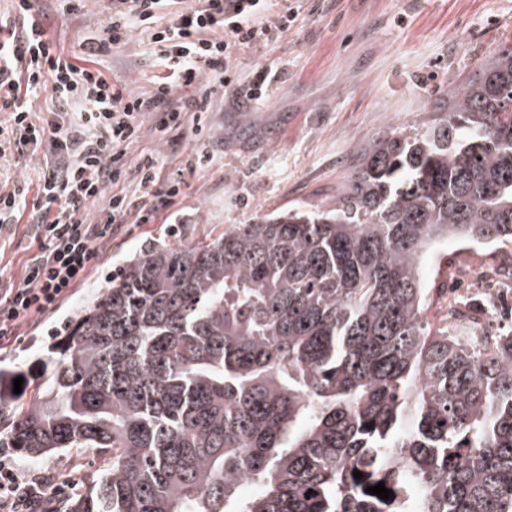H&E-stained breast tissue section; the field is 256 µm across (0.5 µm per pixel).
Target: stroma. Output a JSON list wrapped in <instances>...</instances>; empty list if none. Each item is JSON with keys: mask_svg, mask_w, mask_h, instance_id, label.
Returning a JSON list of instances; mask_svg holds the SVG:
<instances>
[{"mask_svg": "<svg viewBox=\"0 0 512 512\" xmlns=\"http://www.w3.org/2000/svg\"><path fill=\"white\" fill-rule=\"evenodd\" d=\"M48 32L66 52L79 51L91 28L105 18L103 0H86L80 14L62 12L56 0H39ZM299 16L280 39L231 50L240 86L270 67L265 97L224 103L214 98L202 133L185 129L160 141L145 128L129 151L131 165L157 161L162 179L184 181L176 203L148 224H125L112 236L99 266L60 310L0 351V376L23 378L13 404L29 406L54 368L50 352L69 319L110 285L113 274L154 240L195 242L228 224H250L291 205L329 206L371 138L402 127L414 129L437 116L450 88L471 78L503 38L512 39V0H299ZM151 46L134 30L126 45L105 57L109 77L138 92L150 90ZM209 167L195 169L201 153ZM31 216L0 228V286L18 284L21 263L33 250ZM455 242L428 257L424 275L433 289L426 317L443 325L447 286L460 261ZM93 454L74 448L30 462L21 470L93 481Z\"/></svg>", "mask_w": 512, "mask_h": 512, "instance_id": "35a3bbf8", "label": "stroma"}]
</instances>
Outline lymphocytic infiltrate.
I'll use <instances>...</instances> for the list:
<instances>
[{
  "label": "lymphocytic infiltrate",
  "instance_id": "obj_1",
  "mask_svg": "<svg viewBox=\"0 0 512 512\" xmlns=\"http://www.w3.org/2000/svg\"><path fill=\"white\" fill-rule=\"evenodd\" d=\"M35 0H13L14 17L0 36V112L19 130L20 156L43 153L33 198L0 189V223L31 212L38 251L16 286L0 289V344L39 325L90 277L99 248L124 224H147L173 206L179 182H161L156 162L130 170L129 149L145 123L161 134L202 129L217 95L262 96L272 75L254 74L247 89L235 84L231 50L289 29L298 12L288 0H111L110 14L68 53L48 34L47 15ZM147 33L163 75L151 92L111 81L98 61L125 45L132 29ZM50 91L55 118L35 122L32 101ZM154 189L136 202L124 190L130 173ZM79 479L59 483L49 472H21L0 459V512H56Z\"/></svg>",
  "mask_w": 512,
  "mask_h": 512
}]
</instances>
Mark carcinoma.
Returning <instances> with one entry per match:
<instances>
[{
	"mask_svg": "<svg viewBox=\"0 0 512 512\" xmlns=\"http://www.w3.org/2000/svg\"><path fill=\"white\" fill-rule=\"evenodd\" d=\"M450 239L512 244L507 39L441 117L367 142L336 206L145 246L39 401L0 393L7 447L108 457L80 512H512V330L480 346L425 319Z\"/></svg>",
	"mask_w": 512,
	"mask_h": 512,
	"instance_id": "obj_1",
	"label": "carcinoma"
}]
</instances>
